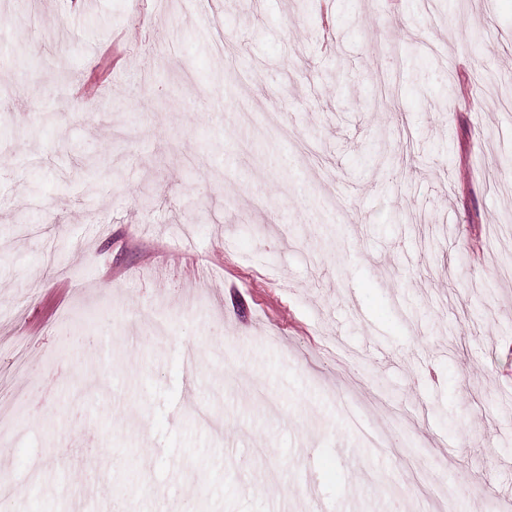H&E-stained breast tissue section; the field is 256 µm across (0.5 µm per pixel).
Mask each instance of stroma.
<instances>
[{
  "label": "stroma",
  "instance_id": "35a3bbf8",
  "mask_svg": "<svg viewBox=\"0 0 512 512\" xmlns=\"http://www.w3.org/2000/svg\"><path fill=\"white\" fill-rule=\"evenodd\" d=\"M20 11L7 512L512 501V236L489 239L512 0H0Z\"/></svg>",
  "mask_w": 512,
  "mask_h": 512
}]
</instances>
